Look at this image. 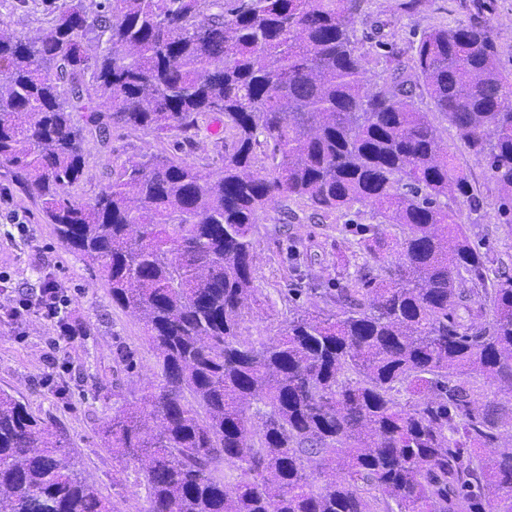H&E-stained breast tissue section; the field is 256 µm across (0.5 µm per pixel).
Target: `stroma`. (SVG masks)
<instances>
[{"label": "stroma", "mask_w": 512, "mask_h": 512, "mask_svg": "<svg viewBox=\"0 0 512 512\" xmlns=\"http://www.w3.org/2000/svg\"><path fill=\"white\" fill-rule=\"evenodd\" d=\"M403 0H365L355 25L357 46L365 56V78L382 83L389 63L380 42L409 50L415 34L435 27H451L472 17V0H420L410 13ZM51 0H5L0 19L18 36H34L45 27ZM483 200L480 209L462 201L451 206L471 236L483 244L496 268L512 274V230L498 221V189L484 165L476 163L460 143L454 128L441 130ZM179 154L221 173L224 144L201 138L194 145L174 149L171 142L129 128L110 130V147L86 146L89 177L78 189L80 198L94 197L103 185L108 163H121L142 154ZM369 207L337 217L330 224L313 216L299 199L278 200L261 215L254 241L257 252L256 302L245 318L243 335H274L292 305H305L301 289L327 285L337 278V258L352 255V268L365 264L352 253L351 243L360 224L381 223ZM0 388L21 399L42 421L66 438L85 476L119 512H142L145 490L136 482L137 465L113 459L101 448L98 431L118 414L124 401L157 382L158 368L143 336V324L112 303L98 272L79 255L67 251L51 225L25 194L0 176ZM58 280L69 298L66 314L81 330L61 339L55 325L29 315L19 323L8 321L4 309L12 295L37 296L43 282Z\"/></svg>", "instance_id": "stroma-1"}]
</instances>
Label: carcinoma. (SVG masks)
Returning a JSON list of instances; mask_svg holds the SVG:
<instances>
[{"mask_svg": "<svg viewBox=\"0 0 512 512\" xmlns=\"http://www.w3.org/2000/svg\"><path fill=\"white\" fill-rule=\"evenodd\" d=\"M364 0H63L0 21V167L139 316L160 370L100 429L138 463L144 512H512V276L448 199L480 205L448 122L512 225V72L486 20L431 28L364 81ZM432 105H415V90ZM232 136L215 175L144 154L87 176L112 127ZM368 206L366 265L312 288L276 337L241 339L254 225L278 199ZM409 401L401 402L402 396ZM233 481L217 477L225 468ZM0 512H118L68 444L0 389ZM0 6V20H4L18 36H34L39 29L45 27L48 20L50 4L61 1L55 0H7ZM2 14V15H1Z\"/></svg>", "mask_w": 512, "mask_h": 512, "instance_id": "1", "label": "carcinoma"}]
</instances>
